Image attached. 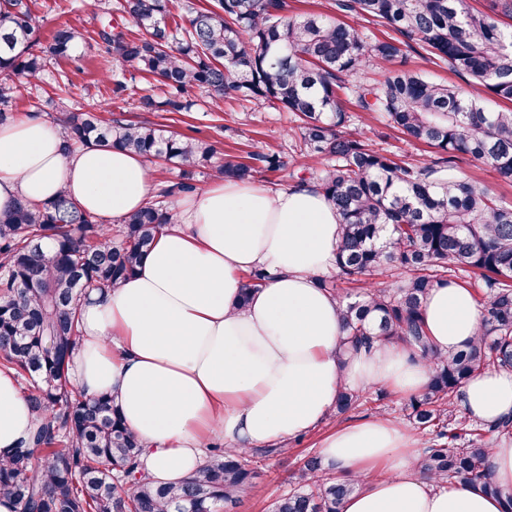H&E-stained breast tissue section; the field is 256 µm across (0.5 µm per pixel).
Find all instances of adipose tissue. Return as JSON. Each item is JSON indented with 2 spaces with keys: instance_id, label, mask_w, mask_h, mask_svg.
Returning a JSON list of instances; mask_svg holds the SVG:
<instances>
[{
  "instance_id": "obj_1",
  "label": "adipose tissue",
  "mask_w": 512,
  "mask_h": 512,
  "mask_svg": "<svg viewBox=\"0 0 512 512\" xmlns=\"http://www.w3.org/2000/svg\"><path fill=\"white\" fill-rule=\"evenodd\" d=\"M152 189L141 156L88 143L71 146L31 115L0 127V213L23 200L40 205L66 192L78 209L119 219ZM174 221L135 274L79 303L80 336L70 357L87 397H112L142 445L140 468L156 484H176L206 457L211 438L248 451L322 424L342 388L383 386L421 393L431 366L410 347L377 341L346 348L337 298L320 288L335 274L340 224L312 184L271 192L218 180L175 201ZM269 277L247 288L248 274ZM422 319L435 351L477 336L480 312L455 283L426 297ZM459 405L494 426L490 448L497 493L440 484L418 467L413 432L385 416L347 423L320 444L326 471L361 480L341 512H504L512 496V371L475 374ZM14 372L0 370V459L39 424Z\"/></svg>"
}]
</instances>
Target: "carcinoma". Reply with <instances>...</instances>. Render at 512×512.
Returning <instances> with one entry per match:
<instances>
[{
    "instance_id": "obj_1",
    "label": "carcinoma",
    "mask_w": 512,
    "mask_h": 512,
    "mask_svg": "<svg viewBox=\"0 0 512 512\" xmlns=\"http://www.w3.org/2000/svg\"><path fill=\"white\" fill-rule=\"evenodd\" d=\"M123 11L143 35L105 25L98 32L107 54L168 89L144 108L180 112L198 87L215 104L235 95L271 102L301 120L300 150L328 166L317 186L342 226L337 275L362 285L356 301L339 300L345 330L356 342L406 344L430 362L425 390L409 398L407 417L429 431L419 470L441 483H468L496 492L490 465L493 429L452 425L458 392L490 367L512 370V207L487 189L446 172L444 164H410L379 153L364 131L348 123L339 92L364 112L386 114L406 138L441 154L466 155L512 181V29L468 0H335L334 11L294 15L285 0H215L191 9L189 27L169 25V0H124ZM356 13L401 38L368 39L342 16ZM37 20L25 0H0V122L16 98L17 80L38 78L48 59L68 60L80 29L65 24L35 52ZM411 41L473 80L465 96L411 69L393 70L374 85L368 69L393 60ZM488 93L506 104L482 105ZM57 125L69 143L95 141L148 160L164 157L193 169L211 161L214 146L164 135L142 121L104 122L93 112L68 113ZM254 163L224 160L218 173L249 182L285 166L276 152ZM172 206L152 202L122 218L121 239L86 215L65 194L43 205L19 202L0 214V368L29 383L28 398L41 425L9 460L0 463V496L12 512H224L251 494L258 472L253 453L218 446L178 485H153L139 470L141 447L113 399H88L68 364L79 336L78 305L91 289L114 287L132 276L165 225ZM389 268L409 275L389 291L371 287ZM459 271L480 276L476 341L448 356L431 347L421 305L431 288ZM364 400L344 388L336 414ZM291 489L269 512H341L357 480H338L309 455L290 476Z\"/></svg>"
}]
</instances>
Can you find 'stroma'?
I'll list each match as a JSON object with an SVG mask.
<instances>
[{"label":"stroma","mask_w":512,"mask_h":512,"mask_svg":"<svg viewBox=\"0 0 512 512\" xmlns=\"http://www.w3.org/2000/svg\"><path fill=\"white\" fill-rule=\"evenodd\" d=\"M119 0H100L97 10L86 7V0H30L38 21L37 39L47 45L56 28L80 21L85 34L73 50L69 61L51 62L41 79L19 83L16 101L9 108V122L37 115L54 121L61 110L71 112H103L105 118H127L157 124L165 134L195 137L215 144L220 155L244 156L250 152H277L287 157L285 169L261 172L255 178L259 187L276 191L295 184L299 177L311 176L324 168V160L300 156L296 145L299 133L291 113L273 104H260L225 99L214 106L211 97L194 88L186 93L192 107L186 112L148 111L138 106V100L150 96L163 100L167 91L152 78L122 66L105 53L94 37L103 24L139 34L140 29L118 10ZM393 68L422 72L431 79L458 87H466L465 79L457 76L448 65H435L423 45L414 43L392 63ZM353 125L362 128L375 148L411 162L430 163L438 160L434 149L413 143L391 129L386 117L379 112H362L350 107ZM449 173L489 188L502 204L512 206V181L502 180L491 168L467 156L452 158ZM370 405L340 417H329L317 429L293 437L290 452L284 456L258 461L260 476L253 494L227 512H268L276 497L288 492L287 479L307 454L318 452L322 439L337 426L373 417Z\"/></svg>","instance_id":"obj_1"}]
</instances>
